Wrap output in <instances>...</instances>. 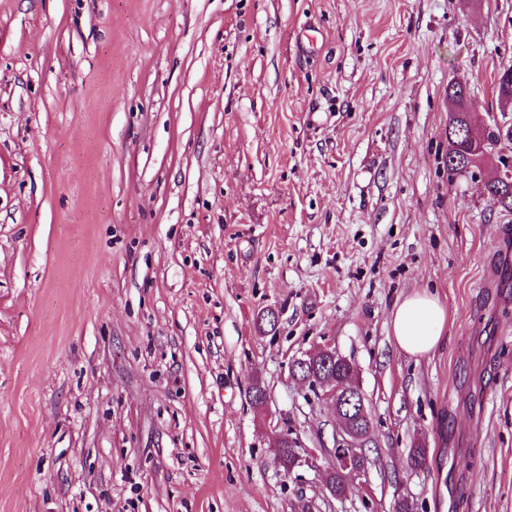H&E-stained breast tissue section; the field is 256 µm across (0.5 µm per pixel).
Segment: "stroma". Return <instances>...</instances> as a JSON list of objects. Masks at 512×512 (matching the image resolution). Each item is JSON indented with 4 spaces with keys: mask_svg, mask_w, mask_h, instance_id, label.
I'll list each match as a JSON object with an SVG mask.
<instances>
[{
    "mask_svg": "<svg viewBox=\"0 0 512 512\" xmlns=\"http://www.w3.org/2000/svg\"><path fill=\"white\" fill-rule=\"evenodd\" d=\"M510 62L512 0H0V512H512V214L448 176ZM322 344L379 441L340 498ZM448 330V310L426 290L415 292L395 304L391 333L397 346L411 356L433 351ZM340 358L341 360H345L346 358L339 354L336 351V348L331 345L324 344L318 346L313 351L309 352L302 358L294 359L290 363V370L293 374H296V371L301 369H306L308 365H312V363L319 366V361L323 362V364L328 367L331 363H336V380H341L346 377L352 367H355L353 363L352 365H348V363L343 362L339 363L336 359ZM313 366V365H312Z\"/></svg>",
    "mask_w": 512,
    "mask_h": 512,
    "instance_id": "obj_1",
    "label": "stroma"
}]
</instances>
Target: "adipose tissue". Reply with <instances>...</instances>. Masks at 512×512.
<instances>
[{"instance_id": "1", "label": "adipose tissue", "mask_w": 512, "mask_h": 512, "mask_svg": "<svg viewBox=\"0 0 512 512\" xmlns=\"http://www.w3.org/2000/svg\"><path fill=\"white\" fill-rule=\"evenodd\" d=\"M447 329L445 306L424 290L397 302L391 315V333L397 346L412 356L433 351Z\"/></svg>"}]
</instances>
